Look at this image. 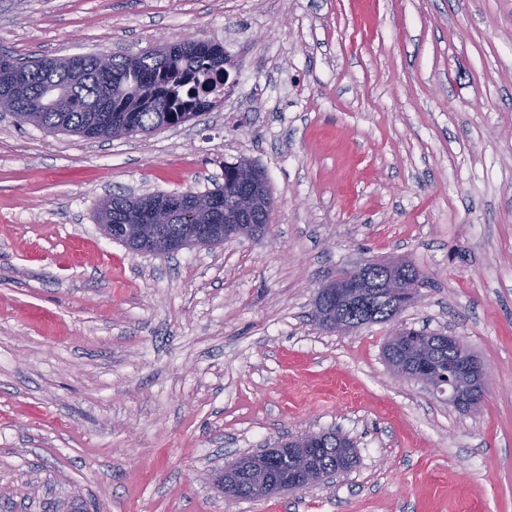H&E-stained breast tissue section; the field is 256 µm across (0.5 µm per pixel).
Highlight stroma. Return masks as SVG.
Instances as JSON below:
<instances>
[{"mask_svg": "<svg viewBox=\"0 0 512 512\" xmlns=\"http://www.w3.org/2000/svg\"><path fill=\"white\" fill-rule=\"evenodd\" d=\"M187 39L231 58L184 124L88 140L0 112V512H512V0H0V52ZM248 159L271 232L173 255L105 237L100 204L206 192ZM427 282L349 334L311 318L343 267ZM452 331L487 366L462 413L383 356ZM338 429L335 483L226 502L246 453Z\"/></svg>", "mask_w": 512, "mask_h": 512, "instance_id": "stroma-1", "label": "stroma"}]
</instances>
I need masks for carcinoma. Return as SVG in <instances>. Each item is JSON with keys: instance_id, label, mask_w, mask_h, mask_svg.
<instances>
[{"instance_id": "cac0c4a2", "label": "carcinoma", "mask_w": 512, "mask_h": 512, "mask_svg": "<svg viewBox=\"0 0 512 512\" xmlns=\"http://www.w3.org/2000/svg\"><path fill=\"white\" fill-rule=\"evenodd\" d=\"M226 61L223 45L204 39L166 44L133 57L114 56L103 75L91 55L22 61L1 53L0 109L12 113L19 124L85 139L148 134L167 123H185L199 111L223 102ZM252 183L253 208L243 224L246 232L257 233L270 218L263 203L271 189L264 171L258 168ZM241 191V181L227 169L224 183L207 195L231 199ZM143 206L141 199L114 195L101 206L97 221L125 224L129 213ZM191 231L192 225L182 216L164 225L169 239L183 240ZM371 307L378 313V323L402 311L395 297L375 299ZM321 437L320 468H351L342 452L350 441L333 431L323 432Z\"/></svg>"}]
</instances>
